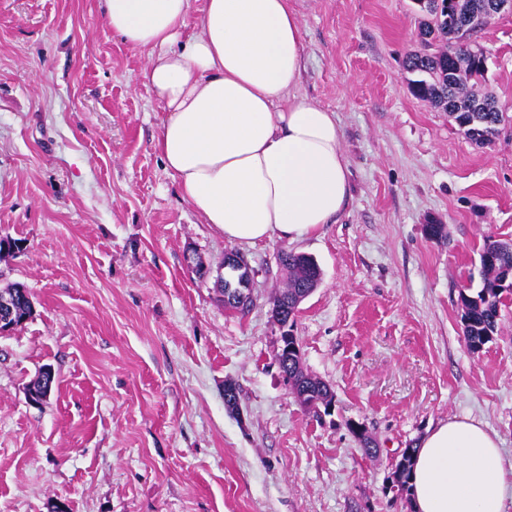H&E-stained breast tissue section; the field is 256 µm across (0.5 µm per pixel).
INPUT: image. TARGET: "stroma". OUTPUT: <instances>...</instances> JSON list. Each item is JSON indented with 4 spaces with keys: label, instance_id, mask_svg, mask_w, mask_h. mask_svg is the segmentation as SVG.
I'll return each mask as SVG.
<instances>
[{
    "label": "stroma",
    "instance_id": "1",
    "mask_svg": "<svg viewBox=\"0 0 512 512\" xmlns=\"http://www.w3.org/2000/svg\"><path fill=\"white\" fill-rule=\"evenodd\" d=\"M288 6L296 93L335 113L351 188L316 232L240 246L254 301L242 315L194 271L217 270L231 245L155 148L165 114L145 52L112 33L100 0H0V238L20 243L0 257V289L34 302L0 334V512H410L394 465L452 417L481 422L512 461V295L476 353L459 302L481 286L484 241L512 239V12L477 35L508 116L478 146L409 91L412 0ZM284 248L323 272L294 328L305 370L333 391L322 417L276 361ZM47 367L49 399L31 404Z\"/></svg>",
    "mask_w": 512,
    "mask_h": 512
}]
</instances>
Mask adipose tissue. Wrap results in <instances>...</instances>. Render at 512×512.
Listing matches in <instances>:
<instances>
[{
	"mask_svg": "<svg viewBox=\"0 0 512 512\" xmlns=\"http://www.w3.org/2000/svg\"><path fill=\"white\" fill-rule=\"evenodd\" d=\"M107 25L146 51L167 114L156 149L183 198L226 241L295 240L350 193L334 113L295 94L301 31L288 0H102ZM413 512H504L512 462L470 419L429 430L414 459Z\"/></svg>",
	"mask_w": 512,
	"mask_h": 512,
	"instance_id": "adipose-tissue-1",
	"label": "adipose tissue"
}]
</instances>
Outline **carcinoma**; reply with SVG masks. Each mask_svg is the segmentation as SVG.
Listing matches in <instances>:
<instances>
[{"instance_id": "obj_1", "label": "carcinoma", "mask_w": 512, "mask_h": 512, "mask_svg": "<svg viewBox=\"0 0 512 512\" xmlns=\"http://www.w3.org/2000/svg\"><path fill=\"white\" fill-rule=\"evenodd\" d=\"M496 0H459L453 10L438 6L436 0H428L420 6L423 17V47L410 52L406 58V69L415 75L410 80V89L419 99L429 101L448 112L455 123L465 128V135L475 143L491 140L499 133L504 114L499 109L492 92L483 88L486 83L489 57L471 56L467 41L471 38L468 25L473 15L489 7ZM455 24L458 43L450 53L434 48L448 35V23ZM482 288L475 293H460L464 341L475 353L492 339L497 329L500 306L506 288L503 282L512 281V242L487 241L481 255ZM279 261L288 272V310L282 309V300L272 309V318L277 323L287 321L295 312L297 296L318 286L322 270L310 255L283 250ZM14 291L13 306L19 325L28 321L34 312L32 297L28 289L13 285L6 291ZM289 373L299 393H308L301 403L316 409L315 401L333 397L329 385L304 372L302 359L292 362ZM416 449L403 450L395 470L392 472L393 488L397 495L409 496V471Z\"/></svg>"}]
</instances>
